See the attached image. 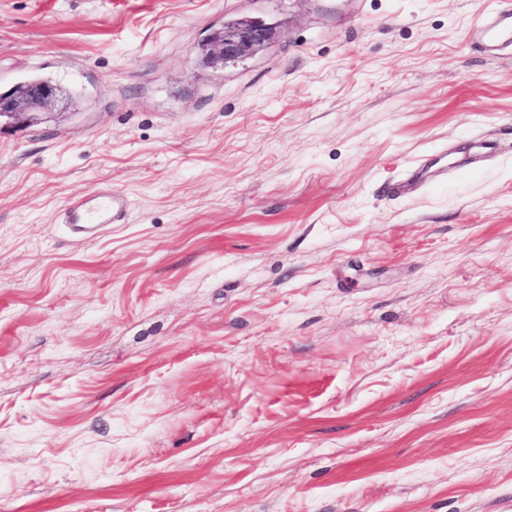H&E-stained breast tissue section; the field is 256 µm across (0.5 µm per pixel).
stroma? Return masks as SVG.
<instances>
[{
	"label": "stroma",
	"instance_id": "1",
	"mask_svg": "<svg viewBox=\"0 0 512 512\" xmlns=\"http://www.w3.org/2000/svg\"><path fill=\"white\" fill-rule=\"evenodd\" d=\"M484 2L0 0V92H83L0 124V512H512ZM238 19L275 39L205 63ZM104 186L128 221L74 241ZM129 205L128 198L111 187L91 198L74 195L61 212L60 224H65L75 239L85 241L94 238L100 227L123 224Z\"/></svg>",
	"mask_w": 512,
	"mask_h": 512
}]
</instances>
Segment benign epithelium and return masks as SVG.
Masks as SVG:
<instances>
[{
  "mask_svg": "<svg viewBox=\"0 0 512 512\" xmlns=\"http://www.w3.org/2000/svg\"><path fill=\"white\" fill-rule=\"evenodd\" d=\"M273 37V29L258 22L227 23L224 31L209 42L205 59L209 63H226L254 56ZM59 101L55 86L35 84L0 96V120L32 125L52 114Z\"/></svg>",
  "mask_w": 512,
  "mask_h": 512,
  "instance_id": "benign-epithelium-1",
  "label": "benign epithelium"
}]
</instances>
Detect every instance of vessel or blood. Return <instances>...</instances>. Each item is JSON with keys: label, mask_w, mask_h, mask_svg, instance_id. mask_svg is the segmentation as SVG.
Listing matches in <instances>:
<instances>
[{"label": "vessel or blood", "mask_w": 512, "mask_h": 512, "mask_svg": "<svg viewBox=\"0 0 512 512\" xmlns=\"http://www.w3.org/2000/svg\"><path fill=\"white\" fill-rule=\"evenodd\" d=\"M485 52L495 56L512 48V7L496 6L486 10L473 31ZM129 210L128 198L117 190L104 189L94 197H70L60 215L69 233L77 240L94 238L100 227L124 223Z\"/></svg>", "instance_id": "vessel-or-blood-1"}]
</instances>
